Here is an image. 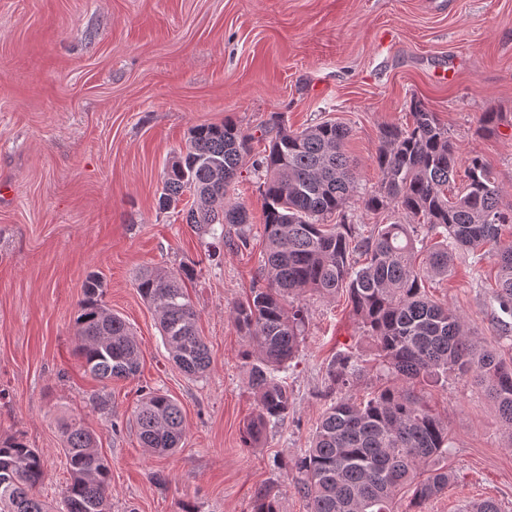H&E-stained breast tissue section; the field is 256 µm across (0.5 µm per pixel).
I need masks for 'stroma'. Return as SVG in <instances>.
I'll list each match as a JSON object with an SVG mask.
<instances>
[{
	"instance_id": "35a3bbf8",
	"label": "stroma",
	"mask_w": 512,
	"mask_h": 512,
	"mask_svg": "<svg viewBox=\"0 0 512 512\" xmlns=\"http://www.w3.org/2000/svg\"><path fill=\"white\" fill-rule=\"evenodd\" d=\"M422 100L460 157L479 156L512 194V0H0V437L42 450L36 493L60 502L68 473L59 425L94 431L112 464V512H252L258 493L279 512H308L296 461L323 410L385 383L346 293L308 291L307 323L286 372L291 407L258 445L244 428L258 409L248 342L229 315L255 287L265 246L261 173L245 165L230 196L245 205L248 243L209 256L183 209L157 205L163 171L190 127L232 120L263 152L272 113L288 129L326 120L351 130L360 197L336 224L369 234L407 224L371 211L379 131L410 123ZM502 113L492 134L483 112ZM193 269L187 293L211 365L183 373L157 316L134 286L145 268ZM103 300L132 328L141 372L103 382L76 354L75 316L90 272ZM491 260L457 252L446 279L425 288L447 302L482 345L502 348ZM340 353L363 370L342 389L326 378ZM175 400L186 432L168 456L143 447L133 411L142 392ZM448 425L447 490L420 512H460L493 498L512 512V434L494 402L465 376L422 387ZM109 409H101L100 398Z\"/></svg>"
}]
</instances>
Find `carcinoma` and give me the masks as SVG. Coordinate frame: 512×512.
<instances>
[{"label":"carcinoma","instance_id":"obj_1","mask_svg":"<svg viewBox=\"0 0 512 512\" xmlns=\"http://www.w3.org/2000/svg\"><path fill=\"white\" fill-rule=\"evenodd\" d=\"M412 125L380 129L376 163L381 189L362 198L372 211L390 207L417 219L415 224H379L367 236L350 224H328L357 193L358 176L347 155L350 130L326 121L300 131L273 115L276 128L268 154L253 168L266 172L262 191L267 246L264 284L251 299L234 305L231 317L252 344L256 357L249 374L259 394L258 409L245 435L257 442L267 427L288 416V388L277 376L298 352L306 326L302 307L289 299L308 290L333 296L347 292L364 333L373 341L382 370L403 381L384 386L357 403L341 398L324 410L310 446L297 459V491L310 512H394L399 491L413 488L422 503L448 489L450 474L427 465L448 453V426L415 389L452 373L469 375L498 406L512 430V358L478 345L457 312L425 293L423 279L448 277L453 253L476 260L488 256L497 267L495 299L512 316V247L490 253L502 227L512 225V199L478 156L461 160L448 128L419 99L410 104ZM253 136L234 123L190 128L185 148L167 165L158 198L169 209L185 192L194 202L185 222L224 243V225L244 228L247 208L229 192L251 153ZM465 185L451 198L448 187L458 166ZM438 236L420 257L418 228ZM364 257L357 266L353 254ZM193 271L147 269L135 278L142 298L158 314L164 343L188 375L210 367L208 347L199 335L196 311L184 281ZM104 278L87 275L75 319L77 351L86 369L101 380L131 379L140 371V348L126 321L104 301ZM362 366L343 354L328 366L332 387L356 378ZM144 447L165 455L179 447L184 418L168 395L150 392L135 411ZM67 479L57 512H109L111 465L98 452L94 433L79 422L62 424ZM45 477L43 454L18 437L0 439V512H52L35 494Z\"/></svg>","mask_w":512,"mask_h":512}]
</instances>
